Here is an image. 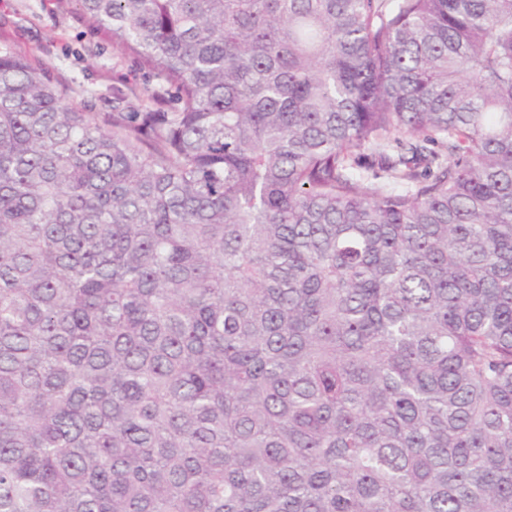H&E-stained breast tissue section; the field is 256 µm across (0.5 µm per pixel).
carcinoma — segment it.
<instances>
[{
	"label": "carcinoma",
	"instance_id": "carcinoma-1",
	"mask_svg": "<svg viewBox=\"0 0 512 512\" xmlns=\"http://www.w3.org/2000/svg\"><path fill=\"white\" fill-rule=\"evenodd\" d=\"M77 2L160 87L0 48V512H512V0Z\"/></svg>",
	"mask_w": 512,
	"mask_h": 512
}]
</instances>
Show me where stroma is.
Returning <instances> with one entry per match:
<instances>
[{
	"mask_svg": "<svg viewBox=\"0 0 512 512\" xmlns=\"http://www.w3.org/2000/svg\"><path fill=\"white\" fill-rule=\"evenodd\" d=\"M44 68L68 100L90 113L138 112L132 91L146 82L109 36L90 29L76 0H0V47Z\"/></svg>",
	"mask_w": 512,
	"mask_h": 512,
	"instance_id": "1",
	"label": "stroma"
}]
</instances>
